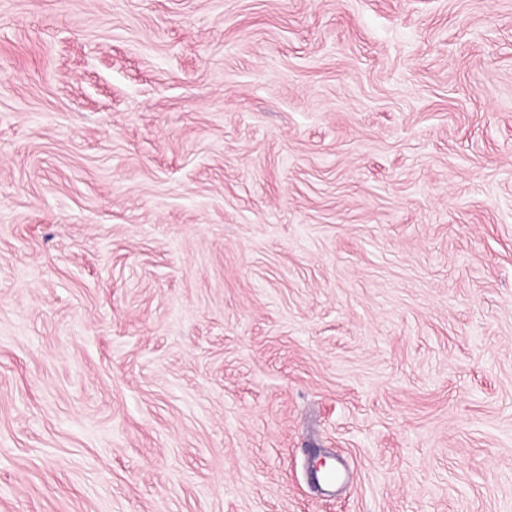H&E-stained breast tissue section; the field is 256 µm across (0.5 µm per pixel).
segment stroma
Returning a JSON list of instances; mask_svg holds the SVG:
<instances>
[{
    "mask_svg": "<svg viewBox=\"0 0 512 512\" xmlns=\"http://www.w3.org/2000/svg\"><path fill=\"white\" fill-rule=\"evenodd\" d=\"M0 512H512V0H0Z\"/></svg>",
    "mask_w": 512,
    "mask_h": 512,
    "instance_id": "1",
    "label": "stroma"
}]
</instances>
